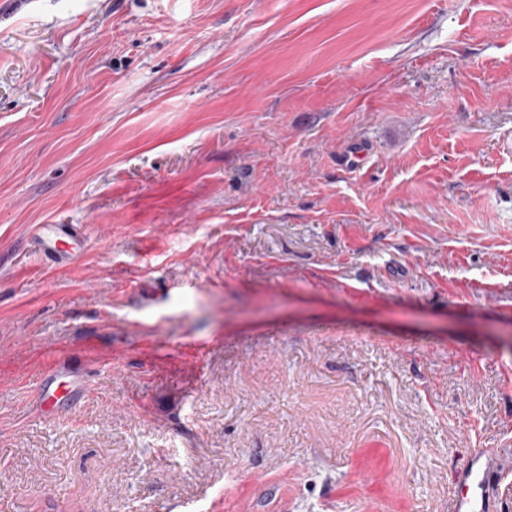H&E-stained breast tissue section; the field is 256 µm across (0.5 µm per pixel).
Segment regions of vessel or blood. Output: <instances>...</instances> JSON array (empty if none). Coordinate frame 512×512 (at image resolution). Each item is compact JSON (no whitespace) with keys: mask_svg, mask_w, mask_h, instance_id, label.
Returning <instances> with one entry per match:
<instances>
[{"mask_svg":"<svg viewBox=\"0 0 512 512\" xmlns=\"http://www.w3.org/2000/svg\"><path fill=\"white\" fill-rule=\"evenodd\" d=\"M88 245V234L80 224H39L29 238L33 254L56 264L81 258ZM87 384L65 363H57L37 386V400L45 416H58L61 407L77 410L85 397ZM453 495L448 512H501L502 504L492 490L493 459L489 450L471 449L465 468L450 477Z\"/></svg>","mask_w":512,"mask_h":512,"instance_id":"1","label":"vessel or blood"}]
</instances>
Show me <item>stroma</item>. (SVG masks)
<instances>
[{"label": "stroma", "mask_w": 512, "mask_h": 512, "mask_svg": "<svg viewBox=\"0 0 512 512\" xmlns=\"http://www.w3.org/2000/svg\"><path fill=\"white\" fill-rule=\"evenodd\" d=\"M8 2L0 512H512V0ZM87 245L83 224H38L28 243L33 254L60 265L81 258ZM86 391V380L73 374L61 361L40 381L36 396L43 414L57 417L64 405L69 407L68 412H76ZM492 453L473 448L465 468L452 473L453 495L448 512H501L502 504L494 496Z\"/></svg>", "instance_id": "35a3bbf8"}]
</instances>
